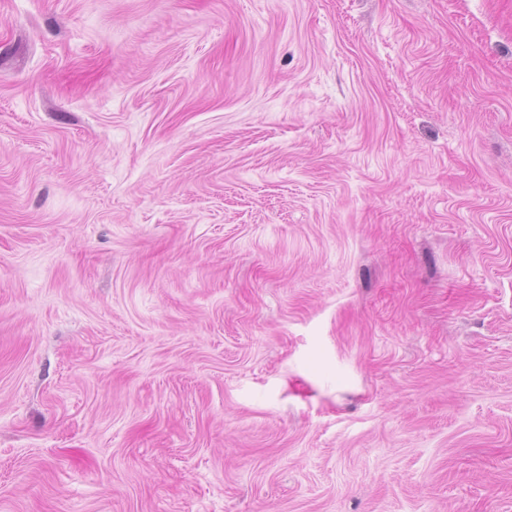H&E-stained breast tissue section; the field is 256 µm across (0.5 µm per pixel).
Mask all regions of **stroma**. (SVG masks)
<instances>
[{"mask_svg": "<svg viewBox=\"0 0 512 512\" xmlns=\"http://www.w3.org/2000/svg\"><path fill=\"white\" fill-rule=\"evenodd\" d=\"M0 512H512V0H0Z\"/></svg>", "mask_w": 512, "mask_h": 512, "instance_id": "obj_1", "label": "stroma"}]
</instances>
